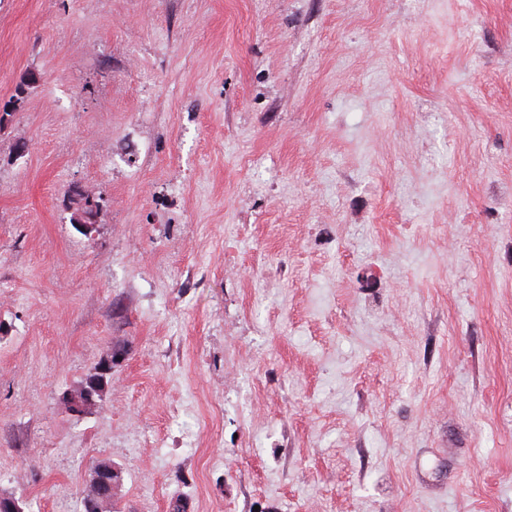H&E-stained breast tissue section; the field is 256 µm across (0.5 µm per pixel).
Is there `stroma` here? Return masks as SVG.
Segmentation results:
<instances>
[{"mask_svg": "<svg viewBox=\"0 0 512 512\" xmlns=\"http://www.w3.org/2000/svg\"><path fill=\"white\" fill-rule=\"evenodd\" d=\"M4 109L0 495L512 512V0H0Z\"/></svg>", "mask_w": 512, "mask_h": 512, "instance_id": "stroma-1", "label": "stroma"}]
</instances>
